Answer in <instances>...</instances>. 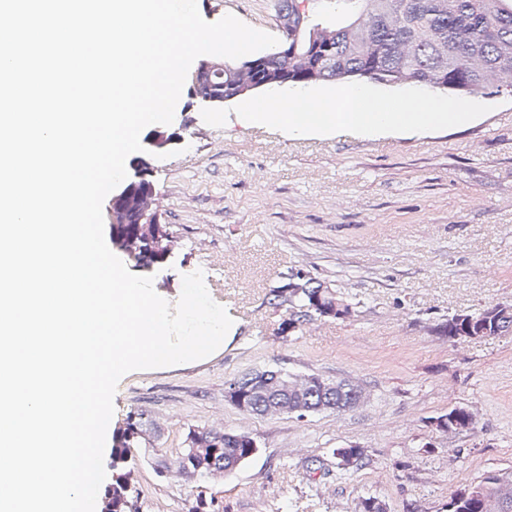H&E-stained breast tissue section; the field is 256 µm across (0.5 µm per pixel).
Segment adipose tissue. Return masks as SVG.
<instances>
[{
    "mask_svg": "<svg viewBox=\"0 0 512 512\" xmlns=\"http://www.w3.org/2000/svg\"><path fill=\"white\" fill-rule=\"evenodd\" d=\"M471 117L467 109L427 94L412 93L403 103L393 105L361 86L337 88L324 101L311 97L275 99L266 103L264 111L245 115L249 122L285 124L292 135L338 127L379 134L445 124L462 126Z\"/></svg>",
    "mask_w": 512,
    "mask_h": 512,
    "instance_id": "adipose-tissue-1",
    "label": "adipose tissue"
}]
</instances>
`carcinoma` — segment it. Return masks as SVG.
<instances>
[{
	"label": "carcinoma",
	"instance_id": "cac0c4a2",
	"mask_svg": "<svg viewBox=\"0 0 512 512\" xmlns=\"http://www.w3.org/2000/svg\"><path fill=\"white\" fill-rule=\"evenodd\" d=\"M307 0H277L278 16L288 15V32L282 33L281 45L271 51L247 58L224 60V102L240 100L234 72L244 62L263 61L262 73H288L287 82L271 83L263 89L286 88L294 91L326 82L366 83L389 88L424 86L449 98L512 92V0H340L346 10L336 23L318 22L307 12ZM296 46L295 55H282V44ZM153 188L147 179L132 181L119 201L126 219L133 218L132 203L136 193ZM137 224L112 225V244L121 247L125 237L137 234ZM152 243L139 260L138 267L150 269L167 260L163 252L165 225L155 224ZM268 304L283 309L288 317L283 323L299 330L307 322L322 317L324 306L331 304L321 292V283L308 278L303 287L283 295L277 288L268 292ZM505 315H494L486 307L448 317L440 334L448 338L470 335L490 339L512 332V305ZM247 376L226 382L224 396L243 400L240 411L263 415L269 400L291 403V397L277 394L270 398L253 394ZM352 388L341 379L334 387L314 386L305 405L314 412L346 404ZM474 425L465 408L447 413L444 426L455 431ZM236 430L192 429L175 463L183 467V458L194 447L204 449L198 459L201 477H223L254 457L245 444L231 443ZM151 424L143 417L131 419L118 432L112 448V512H131L138 498L129 467L131 449L149 445ZM334 455L343 468L360 467L364 452L360 448H337ZM505 479L488 474L474 485H467L450 498L452 512H485L484 502Z\"/></svg>",
	"mask_w": 512,
	"mask_h": 512
}]
</instances>
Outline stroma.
<instances>
[{"mask_svg": "<svg viewBox=\"0 0 512 512\" xmlns=\"http://www.w3.org/2000/svg\"><path fill=\"white\" fill-rule=\"evenodd\" d=\"M276 0H197L215 22L232 14L280 36ZM268 98L207 109L181 95L168 131L181 141L139 152L151 210L174 239L153 272L177 303L183 275L202 271L235 329L204 359L123 376L107 429L143 414L149 446L133 449L137 512H447L457 489L512 474V333L451 341L459 310L512 304V96L469 97L463 127L369 136L344 130L290 136L245 121ZM308 271L346 299L343 319L282 334L287 313L265 295L283 274ZM265 368L362 385L366 402L299 419L252 416L224 398L225 381ZM470 431L434 418L456 407ZM246 431L259 452L228 477L198 480L175 460L189 429ZM364 450L341 469L334 449Z\"/></svg>", "mask_w": 512, "mask_h": 512, "instance_id": "35a3bbf8", "label": "stroma"}]
</instances>
